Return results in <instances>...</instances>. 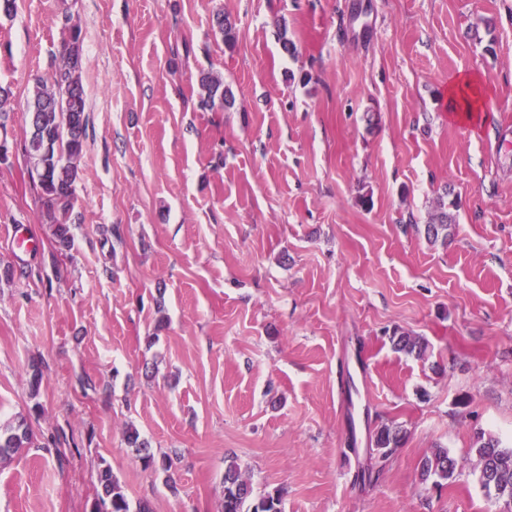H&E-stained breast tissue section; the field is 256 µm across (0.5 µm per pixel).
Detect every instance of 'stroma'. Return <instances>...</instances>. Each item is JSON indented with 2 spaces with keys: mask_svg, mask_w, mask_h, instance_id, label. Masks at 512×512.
Returning <instances> with one entry per match:
<instances>
[{
  "mask_svg": "<svg viewBox=\"0 0 512 512\" xmlns=\"http://www.w3.org/2000/svg\"><path fill=\"white\" fill-rule=\"evenodd\" d=\"M66 14L89 128L59 259L21 145ZM207 71L232 107L200 108ZM465 72L477 128L443 97ZM0 87V424L34 438L0 462V512H93L104 461L152 512H222L232 460L284 512H499L470 445L512 447V0H16ZM442 194L445 245L423 231ZM392 423L402 447L356 483ZM438 447L458 462L440 490L418 471ZM393 349L416 358H424L429 348L428 341L421 336H413L401 328H394L390 336ZM125 440L128 447L133 448L137 457L142 461L145 467L159 468L166 473V482L169 484L175 483L173 468V459L170 456H163L159 461L151 453L149 443L145 439H141L140 433L130 427L125 432Z\"/></svg>",
  "mask_w": 512,
  "mask_h": 512,
  "instance_id": "stroma-1",
  "label": "stroma"
}]
</instances>
